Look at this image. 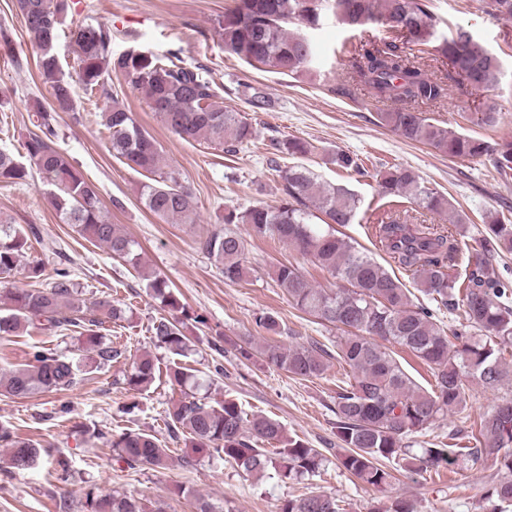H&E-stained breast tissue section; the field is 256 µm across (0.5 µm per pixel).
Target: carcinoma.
I'll use <instances>...</instances> for the list:
<instances>
[{
  "mask_svg": "<svg viewBox=\"0 0 512 512\" xmlns=\"http://www.w3.org/2000/svg\"><path fill=\"white\" fill-rule=\"evenodd\" d=\"M486 12L512 20V0H485ZM16 10L25 22L30 43L39 54L36 66L44 85L51 89L47 109L29 113L36 131L23 142L26 162L0 149V182H24L34 167L53 187L50 202L60 220L72 224L87 240L105 246L114 257L130 263L148 281L152 298L168 315L153 322L156 347L173 356H183L191 338L190 320L184 305L167 280L141 265L136 246L119 225L104 214L96 185L84 176L57 146V117L77 111L76 91L65 74L55 49L59 24L55 18L65 10V0H16ZM346 26L369 21L398 20L414 29L411 41L417 54L406 53L398 44L372 45L356 51L350 60L348 79L330 87L336 96L352 99L355 87L366 88L378 100H393L402 107L377 113L379 124L408 141L422 143L450 158L492 162L505 180L512 178V136L500 141L449 130L415 109L419 103H437L450 96L451 83L462 82L475 90L498 84L501 61L497 54L478 46L469 31L459 28L451 37L439 38L433 30L432 0H233L225 9L219 28L224 50L240 57L253 69H271L293 79L310 72L315 58L313 44L299 28H314L326 12ZM76 46L78 82L89 92H98L112 105L102 113L101 125L109 134V150L126 167L151 176L142 186L141 199L153 215L183 224L195 223L191 193L175 171L163 164L156 140L136 122L120 103L105 76L122 75L140 91L162 124L184 142L206 143L235 153L255 136L249 119L224 108V88L204 79L196 67H187L174 54L158 57L129 50L112 55L111 27L100 22L80 25L70 32ZM448 62V73L438 77L421 64L420 55ZM247 90L253 112L272 107L268 93L251 84ZM277 153L294 159L288 165L270 160L281 180V199L275 206L224 209V228L200 238V245L221 264L224 279L239 282L250 274L246 264V240L238 225L248 226L257 237L275 238L302 259L327 271L336 287L313 285L300 267L283 264L275 282L299 310L341 331L336 350L319 343L288 348H262L251 336L233 343L240 360L263 362L293 377L308 380L323 376L331 358L350 369L349 380L336 391V438L338 463L363 484L383 492L393 475L385 466L393 462L413 474L456 471L460 461L471 466L487 462L499 477L487 491L486 512H499L512 505V398L497 404L480 418L475 445L432 444L413 448L404 441L423 435L440 418L461 411L466 405V379L485 390L512 386V283L494 270L496 258L512 253V224L488 212L483 220L489 234L468 250L464 275L455 273L466 232L462 220L452 224H428L429 213L448 211V198L419 181L406 168H390L371 174L355 155L338 151L330 157L337 169L360 178L376 177L378 194L386 206L374 213L373 236L398 267L409 272L420 292L448 310L443 321L439 311L414 302L395 273L366 252L351 245L339 228L354 222L360 199L345 184H325L300 159L314 152L305 140H270ZM416 205L417 215H408L404 203ZM19 225L0 220V339L28 329L79 330L78 358L32 347L29 360L0 375V395L28 397L65 391L88 368L100 369L121 358L103 334L105 324L126 319V310L107 298H86L70 267L59 262L47 288L38 284L45 263L24 267L29 288H16L6 277L20 266L30 235ZM202 322L198 316L192 318ZM398 345L420 359L432 371L435 385L427 390L403 369L391 347ZM160 367L144 354L133 360L124 375L133 391L148 389ZM166 377L172 388L184 387L186 368L173 363ZM170 436H182L198 454H216L246 476H263L274 470L285 479H301L320 473L327 457L299 437L287 435L276 420L248 415L231 398L205 402L188 393L168 409ZM111 446L128 468L148 465L166 469L168 449L150 433L126 431L112 438ZM0 471L12 473L36 466L46 449L23 439L0 425ZM341 500L331 492L288 496L278 512H342ZM86 512H148L142 499L133 495L86 494Z\"/></svg>",
  "mask_w": 512,
  "mask_h": 512,
  "instance_id": "cac0c4a2",
  "label": "carcinoma"
}]
</instances>
